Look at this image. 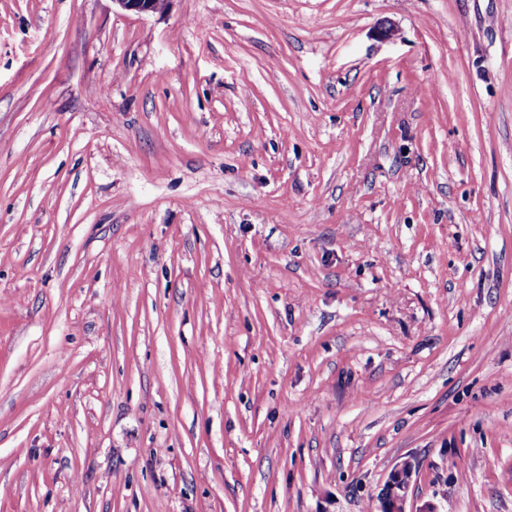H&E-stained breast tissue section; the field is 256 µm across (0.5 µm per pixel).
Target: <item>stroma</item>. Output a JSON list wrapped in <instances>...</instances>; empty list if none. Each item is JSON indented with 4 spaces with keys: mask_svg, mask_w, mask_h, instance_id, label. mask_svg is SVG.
<instances>
[{
    "mask_svg": "<svg viewBox=\"0 0 512 512\" xmlns=\"http://www.w3.org/2000/svg\"><path fill=\"white\" fill-rule=\"evenodd\" d=\"M512 512V0H0V512ZM414 471L410 461L393 467L385 482L378 512H406L405 504Z\"/></svg>",
    "mask_w": 512,
    "mask_h": 512,
    "instance_id": "stroma-1",
    "label": "stroma"
}]
</instances>
